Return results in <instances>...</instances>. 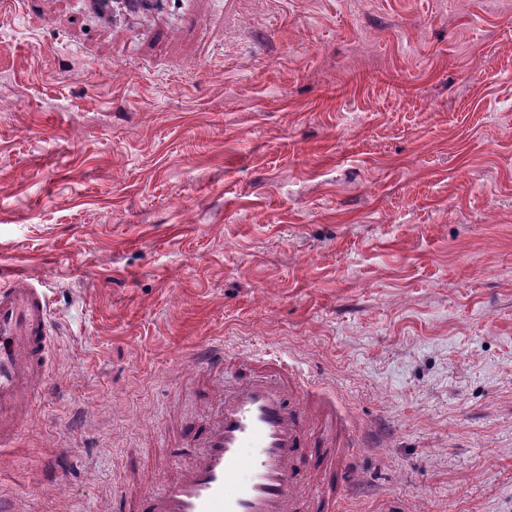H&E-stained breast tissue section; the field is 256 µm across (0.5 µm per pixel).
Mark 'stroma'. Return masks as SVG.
<instances>
[{"label":"stroma","instance_id":"35a3bbf8","mask_svg":"<svg viewBox=\"0 0 512 512\" xmlns=\"http://www.w3.org/2000/svg\"><path fill=\"white\" fill-rule=\"evenodd\" d=\"M0 99V272L54 325L13 512L177 475L214 339L335 392L345 512H512V0H0Z\"/></svg>","mask_w":512,"mask_h":512}]
</instances>
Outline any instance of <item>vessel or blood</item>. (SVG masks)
Wrapping results in <instances>:
<instances>
[{
	"mask_svg": "<svg viewBox=\"0 0 512 512\" xmlns=\"http://www.w3.org/2000/svg\"><path fill=\"white\" fill-rule=\"evenodd\" d=\"M49 304L24 273L0 285V450L12 447L51 373ZM213 413L193 427L184 470L140 499L137 512H338L349 479L334 397L281 358L242 355ZM195 363L222 376L223 342Z\"/></svg>",
	"mask_w": 512,
	"mask_h": 512,
	"instance_id": "vessel-or-blood-1",
	"label": "vessel or blood"
}]
</instances>
